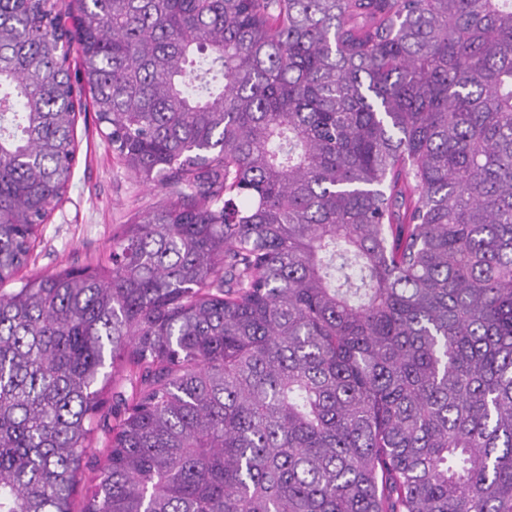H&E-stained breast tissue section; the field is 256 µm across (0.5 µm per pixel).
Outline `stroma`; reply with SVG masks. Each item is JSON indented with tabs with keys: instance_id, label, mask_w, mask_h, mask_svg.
<instances>
[{
	"instance_id": "obj_1",
	"label": "stroma",
	"mask_w": 512,
	"mask_h": 512,
	"mask_svg": "<svg viewBox=\"0 0 512 512\" xmlns=\"http://www.w3.org/2000/svg\"><path fill=\"white\" fill-rule=\"evenodd\" d=\"M75 162L65 200L39 232L21 278L94 262L119 225L167 202L169 190L143 183L100 134L93 112L77 114Z\"/></svg>"
}]
</instances>
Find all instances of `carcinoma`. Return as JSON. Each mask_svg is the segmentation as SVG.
<instances>
[{"instance_id":"cac0c4a2","label":"carcinoma","mask_w":512,"mask_h":512,"mask_svg":"<svg viewBox=\"0 0 512 512\" xmlns=\"http://www.w3.org/2000/svg\"><path fill=\"white\" fill-rule=\"evenodd\" d=\"M0 512H512V0H0ZM75 162L65 200L39 232L17 279L94 262L121 224L167 202L169 189L140 181L112 153L90 106L77 114ZM106 435L102 431H97L91 441L90 447L87 450V454L83 461V472L80 476V484L77 489V495L75 498V505L81 501L85 491V487L88 486L92 480H94L99 474V469L104 462V443Z\"/></svg>"}]
</instances>
